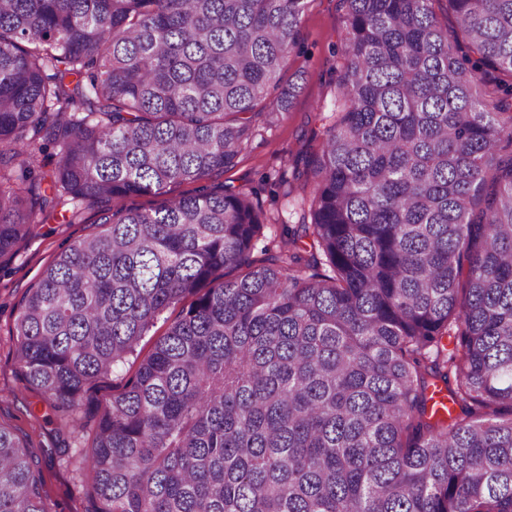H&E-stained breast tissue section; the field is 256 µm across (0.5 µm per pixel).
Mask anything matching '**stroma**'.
<instances>
[{
    "label": "stroma",
    "instance_id": "obj_1",
    "mask_svg": "<svg viewBox=\"0 0 512 512\" xmlns=\"http://www.w3.org/2000/svg\"><path fill=\"white\" fill-rule=\"evenodd\" d=\"M340 0H308L300 49L292 53L281 73L282 83L301 87L289 110L260 111L255 131L240 151L233 168L218 174L217 182L253 190L267 217L264 240L280 238L284 229L300 224L309 211L311 195L297 173L319 152L325 129L341 110L338 90L341 56ZM107 203L89 200L79 207L76 223L47 211L38 218L30 237L16 253L0 258V424L24 437L44 477L50 512H86L91 480L82 460L91 446L97 418L93 410L134 373L132 358L113 374L88 385L75 414L81 432H70L55 412L28 389L14 357L17 306L39 281L45 268L71 242L100 229Z\"/></svg>",
    "mask_w": 512,
    "mask_h": 512
}]
</instances>
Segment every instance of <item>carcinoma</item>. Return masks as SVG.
Wrapping results in <instances>:
<instances>
[{
	"instance_id": "carcinoma-1",
	"label": "carcinoma",
	"mask_w": 512,
	"mask_h": 512,
	"mask_svg": "<svg viewBox=\"0 0 512 512\" xmlns=\"http://www.w3.org/2000/svg\"><path fill=\"white\" fill-rule=\"evenodd\" d=\"M435 2L342 0L310 222L257 258L256 195L203 181L298 93L307 0H0V257L37 211L197 185L103 214L18 308L66 420L189 301L97 409L92 512H512V0H446L475 61ZM41 489L0 426V512Z\"/></svg>"
}]
</instances>
